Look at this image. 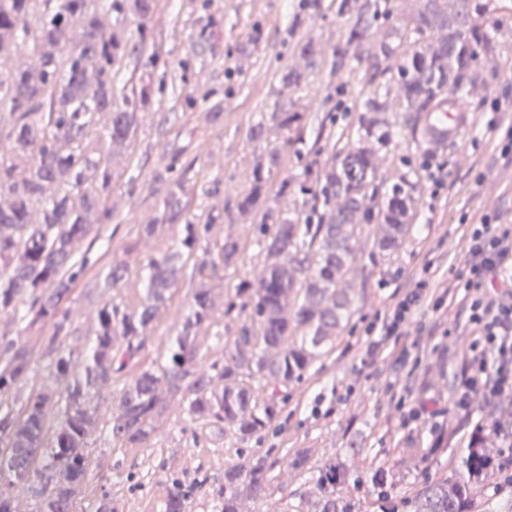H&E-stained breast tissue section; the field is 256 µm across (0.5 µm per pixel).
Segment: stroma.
Here are the masks:
<instances>
[{"mask_svg":"<svg viewBox=\"0 0 512 512\" xmlns=\"http://www.w3.org/2000/svg\"><path fill=\"white\" fill-rule=\"evenodd\" d=\"M300 0H155L145 20L116 22L102 14L105 34L137 38L146 27L160 52L155 59L135 54L124 62L115 90L130 89L139 78L152 79V104L139 114L131 158L116 163L109 215H90V235L76 257L85 268L60 304L70 318L61 351L74 371H81L95 341L96 314L107 302L125 312L144 298L141 269L150 259L176 253L187 219L212 222L194 252L213 261L204 279L184 268L166 304L150 325L143 346L110 386L99 390L97 423L91 434L90 466L77 496V512H96L106 500L118 512H163L172 479L189 489L186 512H218L224 471L242 453L266 455L271 465V493L246 502L247 512H294L317 497L310 473L337 458L365 478L384 467L400 492L410 494L424 482L458 471L465 442L475 425L512 428V400L496 407L474 403L469 411L453 407L463 349L462 302L446 298L441 311L431 301L415 310L410 334L402 340L406 364L390 358L367 362L363 340L367 326L386 314L418 281L437 286L463 266L469 226L481 216L512 222V161L501 158L487 140V101L512 98V0H484L487 11L476 16L478 33L489 34L492 50L478 49L469 65V81L456 107L468 113L469 128L448 147L433 149L424 141L421 122L412 112H393L401 134L392 149L379 155L384 187L403 181L411 186V220L398 253L356 283L354 313L334 348L317 360L297 382L279 390L276 419L254 440L243 442L220 423L191 419L180 396L166 393L167 409L143 443L122 445L111 437L112 412L123 385L137 372L165 363L167 348L182 328L199 283L210 292L211 317L196 330L200 359L195 374L214 375L224 363V344L237 320L224 310L240 279L259 282L261 265L253 246L256 230L250 217L238 214L236 200L252 186L256 144L250 129L259 113L271 111L278 73L286 66L306 68L295 45L312 41L320 55L304 88L286 106L304 116L301 142L287 149L270 177L278 187L284 177L331 164L335 150L348 148L358 128L360 106L377 85L386 83L400 58L384 53L388 31L402 27L416 11L417 0H390L366 41L350 49L348 66L334 71V48L344 46L347 21L336 0H321L315 11L299 12ZM442 170L444 185L434 191L429 174ZM186 187V203L165 207L176 182ZM157 225L153 236L141 227ZM239 241L241 259L232 269L217 266L225 238ZM124 266L117 288H99L95 279L112 265ZM54 332L52 322L28 324L21 316L0 312V340H12L30 353L25 379L0 394V419H15L31 394L48 392L57 422L65 404L45 354ZM428 409L433 419L416 418ZM306 453V470L289 468L296 453Z\"/></svg>","mask_w":512,"mask_h":512,"instance_id":"1","label":"stroma"}]
</instances>
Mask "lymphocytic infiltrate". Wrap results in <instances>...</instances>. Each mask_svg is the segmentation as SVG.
<instances>
[{"label": "lymphocytic infiltrate", "mask_w": 512, "mask_h": 512, "mask_svg": "<svg viewBox=\"0 0 512 512\" xmlns=\"http://www.w3.org/2000/svg\"><path fill=\"white\" fill-rule=\"evenodd\" d=\"M512 263V224L482 217L468 234L460 273L449 279L447 291L464 305V325L472 336L462 355L455 406L467 409L481 401L493 406L512 398V290H497ZM429 283H418L383 320L378 338L366 344V357L376 361L384 352L405 360L400 341L408 335L415 308L426 297Z\"/></svg>", "instance_id": "lymphocytic-infiltrate-1"}]
</instances>
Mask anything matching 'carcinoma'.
<instances>
[{
	"mask_svg": "<svg viewBox=\"0 0 512 512\" xmlns=\"http://www.w3.org/2000/svg\"><path fill=\"white\" fill-rule=\"evenodd\" d=\"M154 0H0V59L22 50L36 58L31 66L0 71V311L54 320L48 340L54 376L65 384L62 420L46 438L51 397H29L22 412L0 425V480L26 488L35 512H75L76 498L88 468V438L96 420L95 396L140 351L144 335L169 298L183 267L178 254L151 259L145 267L146 296L138 311L123 312L106 303L98 312L95 345L84 371L75 373L61 354L57 339L67 330L68 315L59 305L81 270L73 256L88 234L86 215L107 211L112 187V160L133 150L138 111L150 105L154 84L143 81L131 94L116 96L115 78L127 55L142 53L139 41L104 33L100 16L148 18ZM338 12L349 16L346 47L334 51L333 67L348 65L349 47L365 38L381 12L379 0H339ZM479 0H419V7L397 37L402 63L391 82L404 112H427L446 92L466 86L468 64L475 52L474 15ZM305 73L280 72V92L301 88ZM390 87L365 100L354 146L341 151L324 170L309 168L302 179L284 178L279 194L302 197V207L278 211L266 203L269 176L279 166V150L256 157L253 184L237 203L240 214L258 217L254 239L262 260L260 287L242 279L224 314L249 312L234 339L225 342L219 388L192 375L199 348L192 330L208 319L209 289L201 283L182 332L168 349L166 363L136 373L123 387L112 417L113 440L134 445L147 440L166 408L158 385L166 379L196 420L222 422L242 439L261 433L276 417V391L256 395V387L272 381L283 386L300 380L336 343V332L353 314V286L358 271L382 266L401 248L408 230V184L382 192L379 152L389 149L400 131L391 120ZM111 113L108 124L99 115ZM303 115L277 104L262 112L250 129L254 139L275 131L288 148L301 140ZM95 170L97 184L86 183ZM58 184L51 198L44 185ZM37 220H32L33 214ZM214 221L186 220L180 247L193 255ZM240 244L224 239L219 256L224 267L236 264ZM0 370V389L27 377L31 358L12 341ZM495 442L480 427L470 434L459 474L430 481L412 495L397 490L382 468L367 482L350 474L333 458L313 474L318 497L294 512H359L348 487L368 485L373 512H468L472 495L495 465ZM267 457L251 454L224 470L220 512H245L243 505L269 490ZM186 492L174 481L164 512H185Z\"/></svg>",
	"mask_w": 512,
	"mask_h": 512,
	"instance_id": "carcinoma-1",
	"label": "carcinoma"
}]
</instances>
